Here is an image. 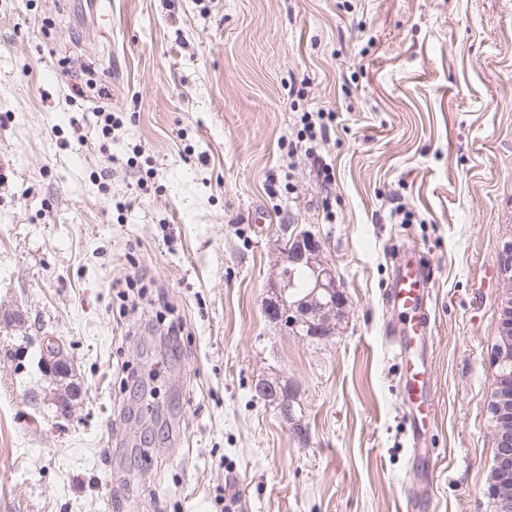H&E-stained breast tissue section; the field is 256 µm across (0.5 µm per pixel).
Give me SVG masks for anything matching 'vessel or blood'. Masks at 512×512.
Returning a JSON list of instances; mask_svg holds the SVG:
<instances>
[{"label":"vessel or blood","instance_id":"1","mask_svg":"<svg viewBox=\"0 0 512 512\" xmlns=\"http://www.w3.org/2000/svg\"><path fill=\"white\" fill-rule=\"evenodd\" d=\"M426 288L423 271L408 260L401 264L390 288L389 297L408 318L407 336L398 338L394 344V354L403 371L402 394L415 400L418 412L427 420L433 414V401L430 397L431 372L425 364L409 362L405 354L410 338L423 339L433 332L431 317L422 308V300L427 295Z\"/></svg>","mask_w":512,"mask_h":512}]
</instances>
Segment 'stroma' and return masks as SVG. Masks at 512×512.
Here are the masks:
<instances>
[{"label":"stroma","instance_id":"obj_1","mask_svg":"<svg viewBox=\"0 0 512 512\" xmlns=\"http://www.w3.org/2000/svg\"><path fill=\"white\" fill-rule=\"evenodd\" d=\"M103 2L0 0V314L26 317L0 321V512H492L512 0ZM296 229L346 296L325 339L266 314ZM409 249L434 321L417 438L385 301ZM41 334L70 416L38 347L15 368ZM255 390L263 398L282 402L279 409L281 413L288 418V398L282 394L284 392V385H282L279 380L262 378L257 382Z\"/></svg>","mask_w":512,"mask_h":512}]
</instances>
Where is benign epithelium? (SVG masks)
I'll return each instance as SVG.
<instances>
[{
	"instance_id": "7a95c632",
	"label": "benign epithelium",
	"mask_w": 512,
	"mask_h": 512,
	"mask_svg": "<svg viewBox=\"0 0 512 512\" xmlns=\"http://www.w3.org/2000/svg\"><path fill=\"white\" fill-rule=\"evenodd\" d=\"M287 263L308 269L306 295L298 297L293 284L278 275L273 299L266 307L269 319L294 334L301 329L311 337L331 335L334 326L319 320L318 314L339 315L346 299L336 286L335 269L321 258V243L316 235L305 230L294 233L287 245ZM40 350L43 365L49 368L63 347L53 338L43 336ZM493 363L506 364L508 368L496 375L495 389L488 403L496 423V446L487 494L493 512H512V308L509 306L503 313ZM255 390L260 396L279 402L281 413L288 415V398L283 395L284 385L279 380L262 378Z\"/></svg>"
}]
</instances>
